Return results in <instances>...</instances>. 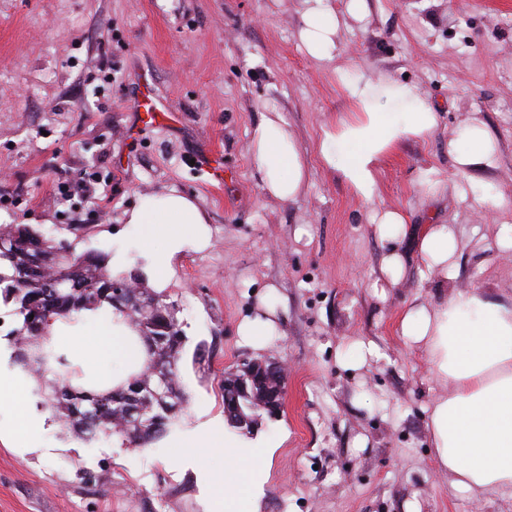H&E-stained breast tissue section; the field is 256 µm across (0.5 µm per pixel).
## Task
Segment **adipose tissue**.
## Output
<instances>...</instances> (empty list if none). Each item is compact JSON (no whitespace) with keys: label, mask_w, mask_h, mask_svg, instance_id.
I'll list each match as a JSON object with an SVG mask.
<instances>
[{"label":"adipose tissue","mask_w":512,"mask_h":512,"mask_svg":"<svg viewBox=\"0 0 512 512\" xmlns=\"http://www.w3.org/2000/svg\"><path fill=\"white\" fill-rule=\"evenodd\" d=\"M305 3L299 38L314 59H332L341 25L336 10L330 0ZM344 86L349 110L337 117L334 130L325 132L320 156L327 171L370 203L378 192L384 159L408 139L433 135L439 116L412 83L371 77L356 68ZM250 149L266 197L296 203L307 189L309 169L282 112L272 108L262 114L252 130ZM448 154L461 173L484 169L493 161V138L484 124L464 121L448 144ZM123 221L137 226L159 280L185 247L202 249L209 243L207 214L193 197L173 188L141 196ZM457 246L451 225H428L419 241L420 260L428 271L451 278ZM110 315L107 307L91 312L95 325L75 345L91 357L99 378L117 386L130 374V331L112 324ZM281 323L277 307L265 296L237 334L260 350L280 334ZM399 330L406 343L426 351L433 374L452 385L451 393L436 398L430 409L428 435L438 468L448 472L453 489L472 497H512V301L478 290L457 291L407 307L399 317ZM174 446L180 453L224 451L223 471L206 474L205 512H260L264 447L223 430L216 418L187 430Z\"/></svg>","instance_id":"obj_1"}]
</instances>
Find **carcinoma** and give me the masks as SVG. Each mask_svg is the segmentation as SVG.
Here are the masks:
<instances>
[{
  "instance_id": "cac0c4a2",
  "label": "carcinoma",
  "mask_w": 512,
  "mask_h": 512,
  "mask_svg": "<svg viewBox=\"0 0 512 512\" xmlns=\"http://www.w3.org/2000/svg\"><path fill=\"white\" fill-rule=\"evenodd\" d=\"M100 252H76L72 244L28 224L0 225V300L13 305L14 362L46 379L49 392L42 405L66 432L87 444L118 437L121 444L145 448L175 424L187 395L181 380L156 398L157 375L179 376L184 336L175 304L144 286L136 274L114 276ZM135 283L137 287L117 298L110 288ZM108 305L137 335L147 351V361L128 381L115 388L83 389L85 372L65 348L50 342L56 324L68 326L82 312ZM269 363L249 361L244 369L224 375L242 393L240 408L224 405L231 426L249 433L264 415L278 408H250L252 399L284 391L283 381L268 372ZM143 398L142 414L126 418L132 396Z\"/></svg>"
}]
</instances>
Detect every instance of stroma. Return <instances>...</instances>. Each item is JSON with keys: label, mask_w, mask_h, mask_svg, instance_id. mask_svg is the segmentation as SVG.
<instances>
[{"label": "stroma", "mask_w": 512, "mask_h": 512, "mask_svg": "<svg viewBox=\"0 0 512 512\" xmlns=\"http://www.w3.org/2000/svg\"><path fill=\"white\" fill-rule=\"evenodd\" d=\"M303 0H0V225L30 224L77 251L121 256L151 276L134 225L142 195L193 196L210 220L202 251L183 250L161 289L185 334L189 398L147 448L88 445L58 422L0 440V512H203L206 470L223 449L173 462L171 440L198 414L224 411L225 372L242 360L288 364L285 404L254 436L272 448L261 512H512V499L452 489L432 459L430 406L447 387L399 334L416 297L442 298L416 250L426 225H454L453 288L512 299V0H366L337 35L332 60L299 39ZM416 84L439 112L437 132L407 140L379 174L373 203L323 170L322 134L348 110L353 68ZM155 115H148L147 106ZM288 122L310 165L292 206L263 193L250 154L266 106ZM496 140L493 166L466 176L448 142L467 117ZM501 193L485 208L482 185ZM405 211L402 279L378 298L386 243L371 209ZM85 225L80 236L69 227ZM285 315L256 350L238 324L267 286ZM380 348L360 371L338 358L357 340ZM0 400V429L37 412L33 375Z\"/></svg>", "instance_id": "stroma-1"}]
</instances>
